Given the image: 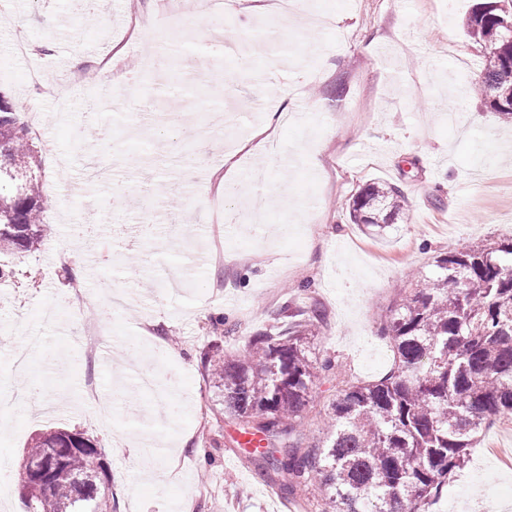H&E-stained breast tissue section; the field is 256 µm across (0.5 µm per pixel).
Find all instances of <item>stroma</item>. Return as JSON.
<instances>
[{
    "label": "stroma",
    "instance_id": "35a3bbf8",
    "mask_svg": "<svg viewBox=\"0 0 512 512\" xmlns=\"http://www.w3.org/2000/svg\"><path fill=\"white\" fill-rule=\"evenodd\" d=\"M107 16L78 11L73 0H23L0 22V92L46 120L33 134L43 221L52 232L36 249L0 256L19 277L0 280V392L17 393L23 375L46 392L36 411H0V512H28L20 463L30 438L50 428L76 429L103 449L117 512H325L317 486L283 499L256 478L239 446L242 424L204 367L208 350L242 351L249 338L282 325L286 311L317 303L327 324L316 357L337 363L312 390L297 427L318 443L347 382L381 378L392 352L380 315L397 285L428 275L449 244L512 235V125L500 123L469 93L481 49L463 22L475 0H305L328 15L318 31L257 10L254 0H208L159 9L157 0H106ZM126 22L113 26L110 13ZM56 19L54 26L44 16ZM211 30L206 53L189 55L196 28ZM28 40L13 48L15 29ZM83 72L67 67L74 55ZM253 76L238 81L241 57ZM117 60L124 78L111 99L90 77ZM71 87L56 96V84ZM456 100L457 126L446 117ZM153 106L162 118L141 136L126 116ZM265 127L268 147L291 156L275 163L270 183L287 199L268 197V221L287 233L258 229L243 208L258 158L242 131ZM238 182L236 197H218V177ZM383 181L401 192L404 218L379 237L353 224L348 204L362 187ZM213 255L200 267L197 252ZM37 275L29 285L25 274ZM131 292L112 306L103 338L110 358H86L79 336L96 324L91 306L73 308L81 291L102 296V280ZM224 315L231 332L213 331ZM48 357L15 365L29 337ZM140 337L158 379L178 377L185 409L161 432L165 454L136 445L163 402L120 384L123 344ZM94 380L100 395L85 398ZM494 448L512 449V416L478 437L467 465L426 512H512V468Z\"/></svg>",
    "mask_w": 512,
    "mask_h": 512
}]
</instances>
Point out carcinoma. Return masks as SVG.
<instances>
[{
  "label": "carcinoma",
  "mask_w": 512,
  "mask_h": 512,
  "mask_svg": "<svg viewBox=\"0 0 512 512\" xmlns=\"http://www.w3.org/2000/svg\"><path fill=\"white\" fill-rule=\"evenodd\" d=\"M509 14L512 0H480L464 29L482 49L477 96L512 122ZM18 112L0 94V253L29 251L48 235L39 161ZM402 209L397 187L373 182L353 197L350 218L384 229ZM287 317L241 354L206 357L224 412L267 442L254 454L255 474L281 477L284 494L314 483L331 512H420L463 467L479 433L512 415V237L450 246L433 258L431 275L399 288L380 319L393 367L339 391L321 446L304 445L296 431L314 384L334 369L331 359L310 357L324 314L312 304ZM51 455L63 465L50 480L22 486L30 512H117L94 439L63 428L37 433L24 459Z\"/></svg>",
  "instance_id": "obj_1"
}]
</instances>
